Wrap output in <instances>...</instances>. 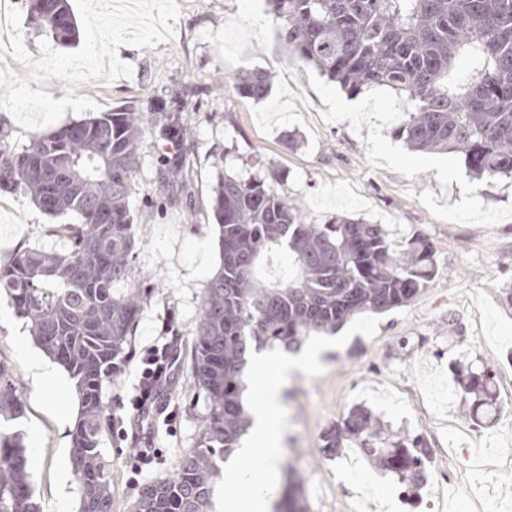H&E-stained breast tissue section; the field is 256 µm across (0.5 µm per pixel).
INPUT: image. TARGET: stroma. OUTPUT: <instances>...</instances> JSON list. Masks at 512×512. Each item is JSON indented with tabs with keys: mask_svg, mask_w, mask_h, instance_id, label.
Instances as JSON below:
<instances>
[{
	"mask_svg": "<svg viewBox=\"0 0 512 512\" xmlns=\"http://www.w3.org/2000/svg\"><path fill=\"white\" fill-rule=\"evenodd\" d=\"M175 37L152 48L119 47L131 77L69 89L51 79L54 99L68 91L109 112L132 101L183 112L193 131L191 171L181 205L146 208L160 157L168 144L155 116H147L135 192L134 266L151 296L120 372L104 383L109 428L102 456L112 463V512H130L140 488L168 478L175 459L196 448L207 402L190 373V345L206 282L220 265L211 199L219 172L243 174L255 158L275 192L311 221L335 216L386 225L394 248L411 235L436 249L438 273L409 305L354 316L336 335L312 337L323 351L316 366L293 374L282 392L281 477L304 483L309 512H362L356 485L383 490L377 512H456L459 501L482 512H512V178H475L461 154L410 150L395 138L400 100L388 89L350 95L313 67L292 64L265 0H177ZM270 73L261 101L233 86L247 71ZM15 229L0 241V263L20 246L58 250L62 237L27 198L0 194V226ZM181 339L180 377L171 395L176 416H157L138 441L114 429L130 421L127 398L137 382L141 351L159 336ZM7 295H0V364L12 373L24 415L13 428L23 437L27 468L41 512H77L71 431L77 389L65 380L55 391L33 381L30 361L41 357ZM487 364L501 410L489 425L475 424L453 394V362ZM357 405L370 408L393 431L423 435L431 454L425 484L403 490L355 450L340 459L321 452L324 430ZM152 449L140 474L139 449ZM436 508H428V501Z\"/></svg>",
	"mask_w": 512,
	"mask_h": 512,
	"instance_id": "35a3bbf8",
	"label": "stroma"
}]
</instances>
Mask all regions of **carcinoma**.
Returning <instances> with one entry per match:
<instances>
[{"label":"carcinoma","instance_id":"carcinoma-1","mask_svg":"<svg viewBox=\"0 0 512 512\" xmlns=\"http://www.w3.org/2000/svg\"><path fill=\"white\" fill-rule=\"evenodd\" d=\"M279 21L289 61L313 65L356 95L385 86L405 102L394 130L414 151L459 152L479 178L512 177V0H267ZM32 23L61 43L77 37L68 0H30ZM470 70L456 69L458 58ZM243 95L261 100L270 77L234 78ZM145 110L126 106L73 120L11 145L0 126V190L19 192L62 224V251L20 247L0 266V291L25 320L39 348L75 380L80 400L72 431L78 512H112V469L98 445L108 415L101 398L128 357L150 289L133 258L135 190ZM172 145L157 187L176 200L188 186L190 137L179 114L158 116ZM249 177L218 173L211 202L220 227L222 264L207 281L190 348L191 375L208 404L198 447L182 454L172 479L143 487L134 512H212L220 463L252 423L242 401L249 357L262 349L296 351L313 334L334 333L350 318L404 307L437 275L435 247L415 236L397 254L382 224L334 217L307 222L246 162ZM288 276H260L278 253ZM458 394L479 423L497 410L494 374L484 366L459 376ZM22 404L11 373L0 366V416ZM369 409L357 406L330 426L331 457L356 448L401 484L425 476L427 449L413 439L381 442ZM303 482L289 483L275 512H306ZM0 512H39L20 434L0 430Z\"/></svg>","mask_w":512,"mask_h":512}]
</instances>
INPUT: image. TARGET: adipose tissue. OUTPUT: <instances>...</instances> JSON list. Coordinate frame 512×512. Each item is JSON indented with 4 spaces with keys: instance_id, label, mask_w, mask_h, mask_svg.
Masks as SVG:
<instances>
[{
    "instance_id": "obj_1",
    "label": "adipose tissue",
    "mask_w": 512,
    "mask_h": 512,
    "mask_svg": "<svg viewBox=\"0 0 512 512\" xmlns=\"http://www.w3.org/2000/svg\"><path fill=\"white\" fill-rule=\"evenodd\" d=\"M317 351L274 358L255 355L251 370L258 407L247 442L224 471V480L238 493L226 497L224 512H270L278 486L282 440L281 393L290 373L308 368Z\"/></svg>"
}]
</instances>
